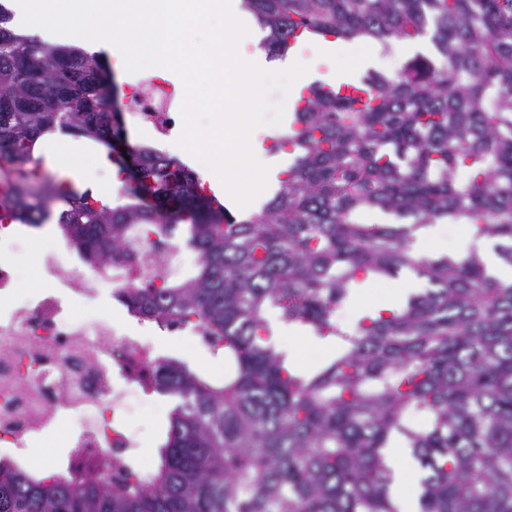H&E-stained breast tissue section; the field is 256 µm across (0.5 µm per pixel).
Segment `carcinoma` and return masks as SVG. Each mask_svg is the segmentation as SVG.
<instances>
[{
	"label": "carcinoma",
	"instance_id": "carcinoma-1",
	"mask_svg": "<svg viewBox=\"0 0 512 512\" xmlns=\"http://www.w3.org/2000/svg\"><path fill=\"white\" fill-rule=\"evenodd\" d=\"M270 52L317 40L422 39L358 99L314 81L277 141L292 156L260 214L238 220L178 157L122 137L101 56L3 27L0 224H39L56 201L77 255L131 262L142 232L189 225L194 272L125 289L126 308L202 328L229 372L214 384L169 360L154 389L177 404L149 476L37 478L0 458V512H399L382 449L395 435L425 471L420 512H512V283L475 250L417 257L414 232L465 224L512 267V0H244ZM57 129L104 144L127 174L110 206L34 154ZM381 210L401 224H364ZM409 271L429 288L393 311L336 317L365 281ZM335 345L299 369L267 317ZM424 417L422 429L408 416Z\"/></svg>",
	"mask_w": 512,
	"mask_h": 512
}]
</instances>
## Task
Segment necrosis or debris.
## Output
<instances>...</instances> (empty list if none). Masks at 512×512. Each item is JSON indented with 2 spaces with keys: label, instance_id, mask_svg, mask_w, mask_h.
Listing matches in <instances>:
<instances>
[{
  "label": "necrosis or debris",
  "instance_id": "obj_1",
  "mask_svg": "<svg viewBox=\"0 0 512 512\" xmlns=\"http://www.w3.org/2000/svg\"><path fill=\"white\" fill-rule=\"evenodd\" d=\"M182 95L148 81L132 88L127 101L158 140L180 136ZM139 276L147 281L171 274L183 260L175 237L135 245ZM45 288L16 301L17 269L0 262V455L31 456L62 423H72L71 455L88 466L138 447L124 425L123 394L147 398L154 392L163 357L136 316V328L114 330L112 302L127 283L121 278L67 266L56 247L42 263Z\"/></svg>",
  "mask_w": 512,
  "mask_h": 512
}]
</instances>
